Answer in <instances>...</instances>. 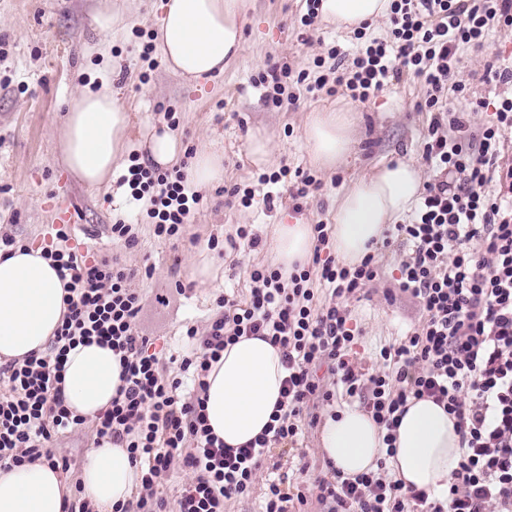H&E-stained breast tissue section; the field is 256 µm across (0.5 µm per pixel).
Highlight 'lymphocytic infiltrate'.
Instances as JSON below:
<instances>
[{
	"mask_svg": "<svg viewBox=\"0 0 512 512\" xmlns=\"http://www.w3.org/2000/svg\"><path fill=\"white\" fill-rule=\"evenodd\" d=\"M389 21L383 39L355 30L353 57L329 48L315 61L328 69L318 78L287 64L259 76L275 106L290 85L362 104L406 76L426 87L415 108L431 115L424 156L437 176L425 184L411 222L396 227L412 246L400 264L399 286L416 300L422 319L399 343L381 349V369L366 374L352 363L355 334L345 305L378 269L370 255L354 267L340 264L330 252L331 225H314L307 266L286 276L269 265L252 266L248 300L219 295L207 327L186 328L192 350L167 358L140 330L145 300L134 285L136 271L116 256L81 254L67 246L61 229L60 247L47 254L66 281L62 324L45 352L0 365L8 386L0 395L1 466L40 462L68 470L51 443L85 420L65 403L63 371L68 352L94 338L118 354L122 380L96 434L125 445L142 471L139 495L116 512H224L227 501L250 496L272 446L296 447L312 407L330 401L321 385L325 372L348 396L362 399L386 445L374 471L350 480L334 469L316 478L327 512H512V165L503 155L512 135V97L495 107L470 100L459 78L463 48H484L492 31L512 30V0H390ZM487 108L490 118L475 122ZM257 181L263 196L248 187L232 188L230 196L246 207L259 199L270 208L280 199L272 185L284 181L298 210L320 186L310 172L285 166ZM120 182L130 200L145 205L158 240L183 239L203 199L184 170L164 171L134 154ZM316 279L328 286V302H316ZM244 336L278 347L287 375L270 423L235 450L207 423L205 378L225 347ZM166 360L177 377L163 375ZM424 398L453 415L461 440L443 499L405 486L387 468L409 400ZM175 470L190 472V480L174 500L156 496L157 482Z\"/></svg>",
	"mask_w": 512,
	"mask_h": 512,
	"instance_id": "lymphocytic-infiltrate-1",
	"label": "lymphocytic infiltrate"
}]
</instances>
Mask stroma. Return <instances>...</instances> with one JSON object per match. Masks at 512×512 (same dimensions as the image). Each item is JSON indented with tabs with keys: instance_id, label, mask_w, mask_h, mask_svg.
<instances>
[{
	"instance_id": "stroma-1",
	"label": "stroma",
	"mask_w": 512,
	"mask_h": 512,
	"mask_svg": "<svg viewBox=\"0 0 512 512\" xmlns=\"http://www.w3.org/2000/svg\"><path fill=\"white\" fill-rule=\"evenodd\" d=\"M161 0H0V235L17 245H51L57 227V205L67 202L80 214L72 225L69 246L94 257L120 254L138 268L150 263L152 278L136 286L148 300L140 321L157 347L184 350L186 324L205 326L217 311L215 298L228 292L247 299L252 286L250 267L269 264L272 228L285 216L300 215L309 224L332 222L336 201L351 181L369 174L383 162L410 161L424 180L435 176L423 158L429 116L416 111L424 93L420 80L386 87L369 103L343 96H314L297 90L296 98L275 107L265 100V89L254 82L258 73L276 63L313 68L331 46L355 51L352 31L320 21L316 31L299 23L300 0H248L243 49L223 75L192 84L170 72L165 63L148 67L139 57L142 42L156 31ZM121 15L122 31L115 33L108 52L98 48V36L107 19ZM512 55V31L493 34L487 48L463 53L460 79L470 84L471 99L488 97V85L471 80L492 53ZM111 83L115 97L131 116L130 144L138 146L154 131L165 128L164 113L173 110L179 122L176 136L193 151L217 148L224 153V180L203 188V204L187 225L179 246L159 243L145 212L129 204L125 187L96 189L78 182L59 161L53 133L62 122L67 101L77 87L93 80ZM348 109L354 127L349 158L336 170L314 169L303 125L309 112L323 107ZM263 137L270 153L255 163L251 139ZM314 171L321 188L310 194L302 211L291 199L274 209L249 208L229 196V188L253 186L261 173L280 167ZM134 225L139 246L120 249L110 228L116 222ZM252 225L261 237L260 250L247 255H219L209 249L210 237H224L236 225ZM377 278L347 301L359 333L352 359L373 372L381 348L398 343L419 322L418 304L399 289L398 244L376 247ZM207 260L217 276L201 285L194 279L198 261ZM169 296L162 306L156 295ZM96 442L92 425L59 435L58 454L67 456V478L73 490L81 488V472L89 448ZM321 451L320 427H306L296 449L272 448L261 478L284 479L287 485L308 488L307 512H323L311 485L327 474Z\"/></svg>"
}]
</instances>
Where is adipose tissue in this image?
Masks as SVG:
<instances>
[{"mask_svg":"<svg viewBox=\"0 0 512 512\" xmlns=\"http://www.w3.org/2000/svg\"><path fill=\"white\" fill-rule=\"evenodd\" d=\"M245 0H162L155 43L169 70L188 82L223 74L243 45ZM322 16L352 30L384 17L389 0H321ZM129 113L108 85L83 87L72 95L58 133L66 169L80 183L107 187L114 166L129 149ZM304 137L313 163L335 169L349 155L353 125L347 110L310 113ZM420 170L410 162H384L354 181L336 202L332 241L339 259L361 262L418 201ZM273 264L282 274L304 265L312 251L310 224L285 218L273 230ZM64 282L38 246L0 251V361L43 352L62 323ZM119 357L110 346L77 345L67 355L63 395L73 414L95 420L111 408L120 385ZM285 370L277 347L259 337L227 346L207 376L206 415L213 433L230 448L257 437L280 398ZM389 464L405 484L435 497L448 494V480L461 449L454 418L424 399L410 402L396 431ZM383 431L357 407L325 415L321 449L343 476L375 469L383 455ZM141 470L122 445L102 441L91 448L81 473L83 497L94 512H114L132 501ZM67 479L43 463L0 466V512H67Z\"/></svg>","mask_w":512,"mask_h":512,"instance_id":"1","label":"adipose tissue"}]
</instances>
